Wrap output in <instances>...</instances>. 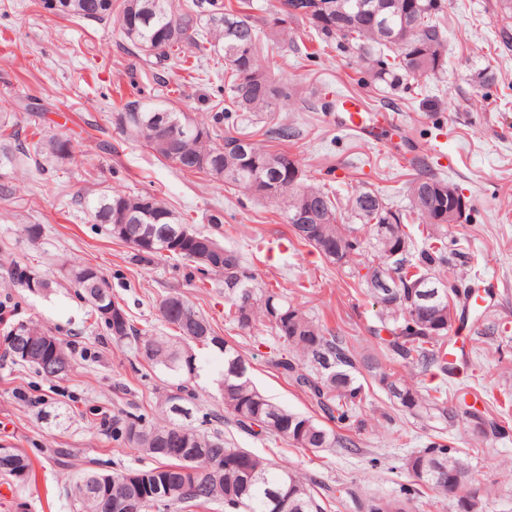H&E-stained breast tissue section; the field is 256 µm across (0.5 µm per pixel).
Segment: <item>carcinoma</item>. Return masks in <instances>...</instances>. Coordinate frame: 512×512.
I'll return each instance as SVG.
<instances>
[{
  "instance_id": "obj_1",
  "label": "carcinoma",
  "mask_w": 512,
  "mask_h": 512,
  "mask_svg": "<svg viewBox=\"0 0 512 512\" xmlns=\"http://www.w3.org/2000/svg\"><path fill=\"white\" fill-rule=\"evenodd\" d=\"M94 8L84 10L82 0H59L60 15L78 16L89 21H105L115 16L123 38L149 66L164 70L181 60L180 54L194 49L200 55L212 54L224 60L228 106L213 116L215 123L230 120L234 112H278L292 106L288 88L278 82L261 63L257 45L256 21L234 6L232 0H91ZM271 18L264 21L268 38L275 45L284 42L288 25L299 24L320 37L355 50L375 86L396 91L445 69L448 59V26L444 21L445 0H277ZM497 17L502 22L499 35L503 42L512 39V0H497ZM119 122L136 140L180 171L202 174L235 187L245 195L259 197L282 209L285 223L306 209L307 223L294 231L297 240L327 256L330 246L348 255L344 262H330L344 270L347 277L366 290L379 307V321L389 338L384 340L389 360L423 370L435 369L447 377L463 370L464 356H448V334L483 317L484 311L469 297L476 292L460 278L455 261L459 253L448 249V224L457 222L450 212L452 191L457 201L471 210L469 198L459 187L438 177L423 156L408 159L415 171L406 182L409 204L391 205L380 193L358 189L351 200L349 219L359 221L366 231L353 223H344L341 201L331 184L310 180L298 161L285 152L272 153L265 141L286 142L295 137V129L277 124L265 132L266 139H247L233 128H209L183 112L169 108H148L129 101L118 115ZM75 160L68 140L52 135L25 148L18 143V131L9 121L0 122V168L16 165L19 156ZM299 173L296 184L290 173ZM119 212L137 217V236L149 242L123 236L114 223ZM99 224L110 227L112 237L132 249V259L148 264L157 255L183 262L202 274L224 278V317L241 330L258 325L270 328L283 344V350L270 355L269 365L314 401L321 419L290 412L260 392L246 376L243 355L227 341L214 335L210 321L179 295H171L159 306L163 320L173 335L143 333L130 320L124 307L112 294L104 276L92 268L73 263L65 269V278L77 288L90 307V315L104 324L115 341L128 342L135 351L150 349L145 361L165 376V391L156 408L161 421L144 413L121 410L102 416L104 431L115 441H123L140 455L152 459L153 466L138 468L143 482L152 492L147 512H171L175 507L189 510L218 504L224 512H327V504L311 481L300 473L279 467L245 448H234L215 431L203 432L187 423L192 413L191 380L195 360L187 359L181 342L190 340L192 328L206 333L201 346L220 345L224 350L221 395L224 411L236 425L251 435L256 432L280 437L298 448L350 449L355 442L336 436L327 423H357L363 404L362 386L356 383L358 352L342 336L325 335L326 329L286 297L257 281L253 269L241 253L224 245L212 232L191 229L181 236L182 221L151 195L114 193L101 195L92 206ZM426 232L422 244L412 238L409 226ZM371 253L365 265L355 258ZM392 272L400 282L394 297H386L378 287V275ZM33 267L15 263L10 278L17 288L29 287ZM122 311L119 324L107 317V308ZM18 331L32 339L27 359L6 349L0 358L28 365L49 379L39 362L40 340L49 330L34 322L5 321L4 336ZM377 380L390 402L401 410L426 419L452 420L456 417L472 434L487 438L500 435L504 426L488 409L476 404L480 395L470 391L433 388L425 392L418 386L383 371ZM200 448L203 459L187 460L188 450ZM53 459L77 470L72 485V512H112L111 503L123 501L135 492L125 479V471L106 472L93 459L76 462L67 448L52 450ZM408 469L417 481L437 495H448V483L455 487V502H470L468 512H483L482 498L472 487V475L460 462L458 450L448 446L440 435L429 438L424 448L408 461ZM109 476L103 496L89 493V486ZM3 483L29 485L36 481L31 458L11 449L10 467H0ZM363 512H409L408 503L399 499L364 497Z\"/></svg>"
}]
</instances>
